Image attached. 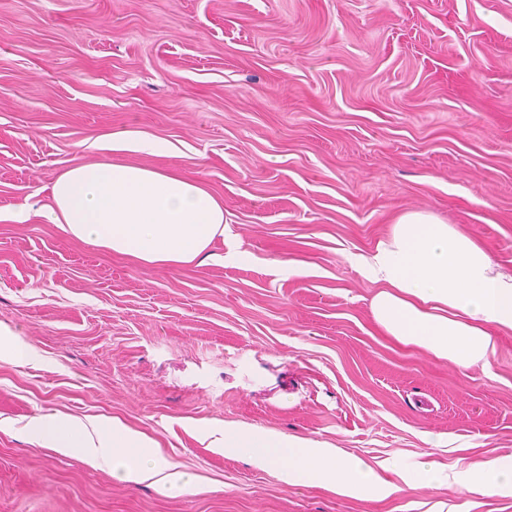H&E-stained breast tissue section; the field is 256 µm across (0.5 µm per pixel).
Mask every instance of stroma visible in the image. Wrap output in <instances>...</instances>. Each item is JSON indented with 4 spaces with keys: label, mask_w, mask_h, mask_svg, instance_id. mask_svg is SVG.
Masks as SVG:
<instances>
[{
    "label": "stroma",
    "mask_w": 512,
    "mask_h": 512,
    "mask_svg": "<svg viewBox=\"0 0 512 512\" xmlns=\"http://www.w3.org/2000/svg\"><path fill=\"white\" fill-rule=\"evenodd\" d=\"M224 205L211 257L138 262L39 217L94 141ZM33 216L20 222V207ZM466 231L512 273V0H0V512H512L463 463L512 461V331L486 368L375 324L360 258L394 218ZM112 417L192 488L47 448L35 417ZM329 445L397 487L361 499L219 451ZM433 466L449 485L412 484ZM25 356V352L16 336L0 328V362H16Z\"/></svg>",
    "instance_id": "stroma-1"
}]
</instances>
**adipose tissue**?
<instances>
[{
  "label": "adipose tissue",
  "instance_id": "adipose-tissue-1",
  "mask_svg": "<svg viewBox=\"0 0 512 512\" xmlns=\"http://www.w3.org/2000/svg\"><path fill=\"white\" fill-rule=\"evenodd\" d=\"M104 160L74 166L51 187L43 216L84 242L148 264L180 265L203 256L224 233V206L181 175L122 162L130 151H160L133 132L101 136ZM379 283L371 312L396 341L462 369L486 366L495 342L490 326L512 330V275L497 271L466 232L431 216L399 215L388 237L363 260ZM32 431L63 456L108 466L113 477L139 481L165 473L141 432L108 419L39 418ZM221 449L280 467L291 483L326 485L350 497H387L395 485L337 448H309L267 432L228 429ZM471 491L512 492V464L496 460L463 468Z\"/></svg>",
  "mask_w": 512,
  "mask_h": 512
}]
</instances>
